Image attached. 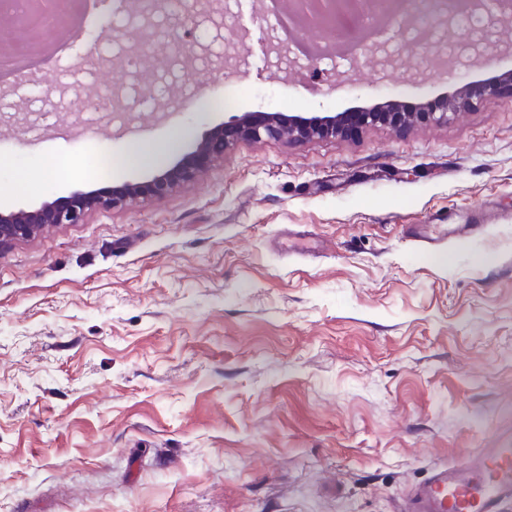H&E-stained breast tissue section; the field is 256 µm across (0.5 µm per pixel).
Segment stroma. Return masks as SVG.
Masks as SVG:
<instances>
[{
	"instance_id": "stroma-1",
	"label": "stroma",
	"mask_w": 512,
	"mask_h": 512,
	"mask_svg": "<svg viewBox=\"0 0 512 512\" xmlns=\"http://www.w3.org/2000/svg\"><path fill=\"white\" fill-rule=\"evenodd\" d=\"M156 21L210 52L191 75L167 47L154 98L80 41L43 84L0 89V211L146 180L244 112L420 105L512 74L499 25L491 65L446 75L410 49L390 71L303 57L259 0ZM138 31L123 6L89 40L126 59ZM173 135L120 167L130 140ZM511 443V99L239 142L163 201L0 255V512H402L436 467Z\"/></svg>"
}]
</instances>
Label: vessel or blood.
<instances>
[{
	"instance_id": "1",
	"label": "vessel or blood",
	"mask_w": 512,
	"mask_h": 512,
	"mask_svg": "<svg viewBox=\"0 0 512 512\" xmlns=\"http://www.w3.org/2000/svg\"><path fill=\"white\" fill-rule=\"evenodd\" d=\"M512 499V448H484L455 464L435 468L416 488L404 512H503Z\"/></svg>"
}]
</instances>
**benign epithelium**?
Wrapping results in <instances>:
<instances>
[{"instance_id":"1","label":"benign epithelium","mask_w":512,"mask_h":512,"mask_svg":"<svg viewBox=\"0 0 512 512\" xmlns=\"http://www.w3.org/2000/svg\"><path fill=\"white\" fill-rule=\"evenodd\" d=\"M166 6L165 0H152L150 6L141 8L139 24L147 47L171 39L170 32L160 30L154 20L155 14ZM381 9L379 0H290L288 15H304L311 24L321 25L339 18L375 14ZM354 45L355 53L362 58L377 57L384 66L397 61L394 52L384 43L358 38ZM504 97L512 98V83L508 81L468 83L456 94L433 101L421 112H405L398 101L389 102L390 112H379L372 107L362 112H339L324 117L244 112L231 122L212 128L192 152L147 181L126 182L108 190L75 191L67 197L47 201L36 209L0 212V255L18 242L35 238L50 226L82 224L93 212L122 209L140 200L162 201L224 159V152L240 141L350 138L369 127L441 125L448 123L449 117L466 105Z\"/></svg>"}]
</instances>
